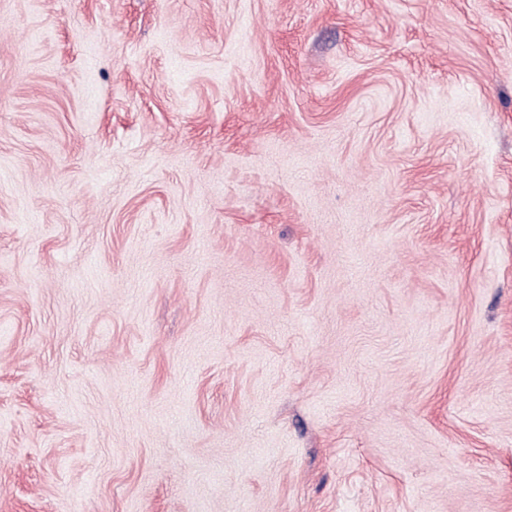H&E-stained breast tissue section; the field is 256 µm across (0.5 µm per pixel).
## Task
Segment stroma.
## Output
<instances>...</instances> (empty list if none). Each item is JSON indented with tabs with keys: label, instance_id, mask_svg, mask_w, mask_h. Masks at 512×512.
Returning <instances> with one entry per match:
<instances>
[{
	"label": "stroma",
	"instance_id": "35a3bbf8",
	"mask_svg": "<svg viewBox=\"0 0 512 512\" xmlns=\"http://www.w3.org/2000/svg\"><path fill=\"white\" fill-rule=\"evenodd\" d=\"M0 512H512V0H0Z\"/></svg>",
	"mask_w": 512,
	"mask_h": 512
}]
</instances>
